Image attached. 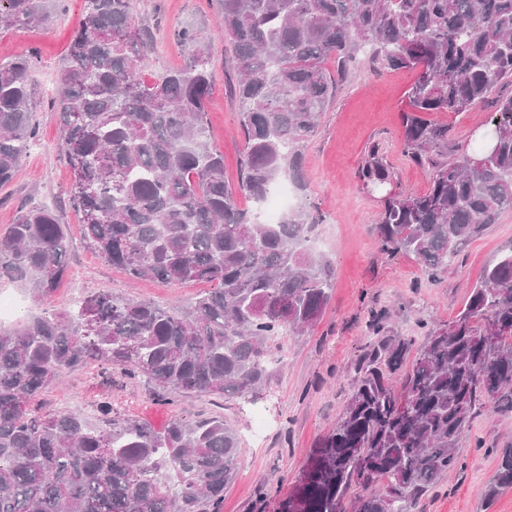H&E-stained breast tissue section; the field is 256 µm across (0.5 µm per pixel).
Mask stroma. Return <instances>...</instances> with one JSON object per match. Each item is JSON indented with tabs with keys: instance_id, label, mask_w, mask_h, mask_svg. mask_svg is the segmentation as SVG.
I'll return each mask as SVG.
<instances>
[{
	"instance_id": "1",
	"label": "stroma",
	"mask_w": 512,
	"mask_h": 512,
	"mask_svg": "<svg viewBox=\"0 0 512 512\" xmlns=\"http://www.w3.org/2000/svg\"><path fill=\"white\" fill-rule=\"evenodd\" d=\"M83 10L84 0H60L50 23L0 33V63L35 57L31 107L37 133L17 176L0 187V231L14 222L22 207L44 206L60 216L70 242L68 274L51 298H37L24 283L0 280V294L17 302L13 315L0 322L6 329L35 315H65L77 279L86 295L109 291L135 301L185 306L208 289L204 282L162 283L128 276L83 239L81 214L70 196L72 170L61 149L58 114L49 93ZM136 13L155 33V50L144 68L149 79L188 62L191 48L178 39L179 27L190 25L211 36L219 24L217 0H136ZM212 67L216 80L206 124L213 147L224 155V177L234 185L243 140L231 91L235 71L223 41L212 43ZM414 79L408 70L376 74L359 63L321 115L306 149L307 189L295 196L294 204L316 217L311 239L333 261L335 286L319 324L304 335L271 342V378L262 401L175 395L161 402L146 380L130 381L92 363L67 372L61 383L36 398V407L78 409L96 428L101 425L96 404L103 398L111 400L114 415L156 429L176 415L190 421L224 417L239 427L244 453L237 480L224 492L222 512H279L311 449L336 425L353 392L358 364L373 337L371 321L382 317L385 335L422 339L421 322H452L463 310L470 286L503 250L512 248L511 213L466 243L447 273L433 283L425 280L413 258L381 250L375 226L385 197L421 193L428 186L426 173L403 154L401 145L407 91ZM375 142L395 171L393 181L380 187L364 185L357 177ZM506 439L512 441V413L478 412L461 441L462 470L440 483L416 512H512V490L486 506L483 491L497 468V455L475 446L479 440L498 445Z\"/></svg>"
}]
</instances>
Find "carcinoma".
Returning a JSON list of instances; mask_svg holds the SVG:
<instances>
[{"label":"carcinoma","instance_id":"obj_1","mask_svg":"<svg viewBox=\"0 0 512 512\" xmlns=\"http://www.w3.org/2000/svg\"><path fill=\"white\" fill-rule=\"evenodd\" d=\"M46 0H0V31L49 19ZM52 105L73 173L83 235L134 277L215 288L193 306L87 297L76 313L0 330V512H221L243 456L240 431L221 416H180L161 430L97 411L94 430L71 409L41 412L38 395L93 361L173 394L256 402L269 382L268 345L317 325L333 265L308 247L315 221L302 208L265 224L238 194L260 202L282 179L305 187L308 143L341 82L365 60L417 77L403 116L404 152L427 172L420 194L384 200L376 225L384 252L413 256L428 278L448 272L464 244L512 213V0H219V34L236 64L244 139L238 189L205 135L211 41L190 27L186 67L148 81L154 51L135 0H85ZM28 55L0 64V186L35 136ZM490 106L492 146L448 155V127L428 112ZM357 176L384 185L393 168L372 145ZM69 241L57 214L22 211L0 235V280L49 298L66 274ZM420 344L382 335L336 425L312 448L281 512H339L354 486L355 512H414L463 463L458 445L477 411L512 412V250L469 291L449 324H426ZM409 370L395 382L402 361ZM485 486L491 504L512 489V441L496 449ZM385 482L384 491L371 493Z\"/></svg>","mask_w":512,"mask_h":512}]
</instances>
